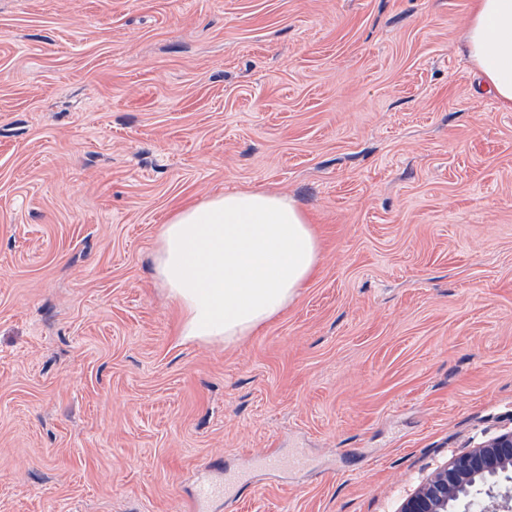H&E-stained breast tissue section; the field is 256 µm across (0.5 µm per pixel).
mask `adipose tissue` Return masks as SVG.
Segmentation results:
<instances>
[{
  "label": "adipose tissue",
  "mask_w": 512,
  "mask_h": 512,
  "mask_svg": "<svg viewBox=\"0 0 512 512\" xmlns=\"http://www.w3.org/2000/svg\"><path fill=\"white\" fill-rule=\"evenodd\" d=\"M467 59L512 109V0H474ZM320 241L288 196L227 190L172 213L158 229L157 278L183 317L180 341L233 345L283 313L315 273Z\"/></svg>",
  "instance_id": "obj_1"
}]
</instances>
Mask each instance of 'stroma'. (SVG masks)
Listing matches in <instances>:
<instances>
[{
	"instance_id": "35a3bbf8",
	"label": "stroma",
	"mask_w": 512,
	"mask_h": 512,
	"mask_svg": "<svg viewBox=\"0 0 512 512\" xmlns=\"http://www.w3.org/2000/svg\"><path fill=\"white\" fill-rule=\"evenodd\" d=\"M471 0H0V512H398L512 429V109ZM277 192L318 270L180 342L177 205ZM256 467L261 470L273 472L288 467L299 468L305 463V455L301 449L290 455L288 458L279 456L277 453L263 452L253 456ZM251 470H241L233 474L226 475L223 481L203 482L197 485L188 507L191 511L203 509L209 502L214 500H224L229 502L235 497V487L238 484L246 485L253 482Z\"/></svg>"
}]
</instances>
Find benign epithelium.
<instances>
[{"label": "benign epithelium", "instance_id": "benign-epithelium-1", "mask_svg": "<svg viewBox=\"0 0 512 512\" xmlns=\"http://www.w3.org/2000/svg\"><path fill=\"white\" fill-rule=\"evenodd\" d=\"M512 430L457 454L434 471L403 503L400 512H512Z\"/></svg>", "mask_w": 512, "mask_h": 512}]
</instances>
